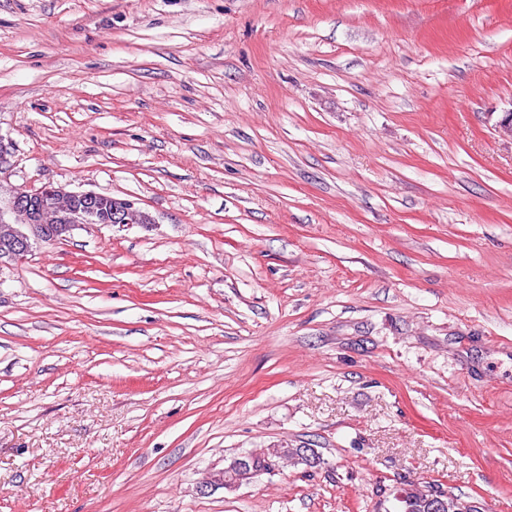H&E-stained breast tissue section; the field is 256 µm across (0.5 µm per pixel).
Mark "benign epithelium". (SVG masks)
I'll return each mask as SVG.
<instances>
[{"mask_svg": "<svg viewBox=\"0 0 512 512\" xmlns=\"http://www.w3.org/2000/svg\"><path fill=\"white\" fill-rule=\"evenodd\" d=\"M46 191L50 196L46 203L39 193L16 191L6 211L10 218L0 210V259L24 256L41 242L63 240L85 224H131L143 216L136 202L129 199L116 200L94 191L73 192L54 185ZM224 470L243 474L247 483L262 475L252 469L249 454L231 459Z\"/></svg>", "mask_w": 512, "mask_h": 512, "instance_id": "obj_1", "label": "benign epithelium"}]
</instances>
